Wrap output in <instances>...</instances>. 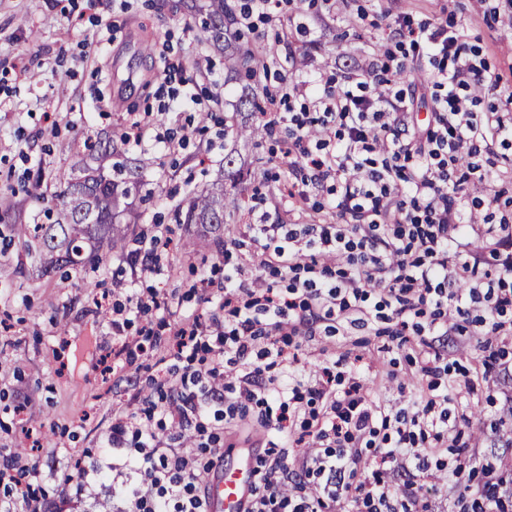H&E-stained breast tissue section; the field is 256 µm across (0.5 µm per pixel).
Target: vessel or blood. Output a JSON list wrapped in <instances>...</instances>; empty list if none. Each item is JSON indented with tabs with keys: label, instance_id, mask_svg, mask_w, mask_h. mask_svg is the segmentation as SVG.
<instances>
[{
	"label": "vessel or blood",
	"instance_id": "vessel-or-blood-1",
	"mask_svg": "<svg viewBox=\"0 0 512 512\" xmlns=\"http://www.w3.org/2000/svg\"><path fill=\"white\" fill-rule=\"evenodd\" d=\"M237 456L236 466H221L208 474V512H246L256 482V456L250 448L238 449Z\"/></svg>",
	"mask_w": 512,
	"mask_h": 512
}]
</instances>
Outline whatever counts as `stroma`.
<instances>
[{
	"label": "stroma",
	"mask_w": 512,
	"mask_h": 512,
	"mask_svg": "<svg viewBox=\"0 0 512 512\" xmlns=\"http://www.w3.org/2000/svg\"><path fill=\"white\" fill-rule=\"evenodd\" d=\"M157 0H72L68 15L51 8L49 0H0V86L7 105L0 110V213L6 204L26 196L29 178L43 172L42 192L56 189L58 174L69 171L72 152L63 143L75 133L122 130L128 113L152 112L158 123L181 137L178 146L154 140L128 143L130 157L160 158V170L146 181L153 197L142 204L143 218L134 234L159 237V275L139 279L126 256L114 254L98 265L69 272L41 274L37 261L20 256L17 244L0 239V457L14 455L18 465L36 475L47 503L76 482L79 467H91L100 457L99 440L120 412L142 408L154 393L156 380L170 368V339L181 324L198 314L218 312V303H203L195 284L224 275L225 261L250 266L257 253L249 225L262 216L282 213L290 224H331L335 214L321 208L323 193L308 203H293L288 185L295 177L277 158L285 132L274 127L260 145H232L224 139L223 107L245 92L278 94L302 77L327 81L354 64L383 51L385 22L410 15L414 22L454 20L463 26L470 45L480 50L491 69L512 82V33L492 18L499 0H343L327 23L297 33L296 24L313 14L309 0H284L272 20L257 23L252 37L272 47L275 61L269 77L254 83L229 81L223 53L202 42L201 20L158 12ZM151 40V53L142 50ZM208 71L200 87L221 96L217 118L199 128L197 113L164 112L171 93L164 83L167 62ZM428 64L408 67L397 86L414 92L411 118L427 123L434 110ZM251 170L244 197L248 206L240 220L224 233L223 247L202 242L195 228L169 233L170 209L187 192L211 184L230 165ZM125 280L128 295L153 289L171 315L158 312L128 315L120 334L138 337L135 366L116 359L112 350V309L128 295L112 293L113 277ZM151 334H142V326ZM419 338L401 341L376 335L374 327L356 323L329 334L317 329L299 339L290 351V366L272 368L280 383L294 376H311L324 362L347 354L354 361L344 373L365 382L369 399L391 409L417 399L423 387L416 378ZM501 350V366L489 378L475 374L488 361L490 349ZM442 353L450 368L472 369V385L458 383L450 397L469 418L461 440L469 461L462 468L429 465L417 480L423 484L428 512H469L467 488L480 481L491 465L501 481L506 512H512V338L494 340L485 348L483 336H448ZM28 404L23 415L12 411L18 395ZM225 448H264L267 427L251 415L215 425Z\"/></svg>",
	"instance_id": "1"
}]
</instances>
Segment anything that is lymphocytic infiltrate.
Returning a JSON list of instances; mask_svg holds the SVG:
<instances>
[{
    "label": "lymphocytic infiltrate",
    "mask_w": 512,
    "mask_h": 512,
    "mask_svg": "<svg viewBox=\"0 0 512 512\" xmlns=\"http://www.w3.org/2000/svg\"><path fill=\"white\" fill-rule=\"evenodd\" d=\"M425 57L435 104L426 129L409 127L408 103L391 91L395 61ZM284 145L300 173V197L335 181L333 224H253L260 247L253 269L225 265L224 279H201L204 300L220 297L221 315L194 319L175 333L170 358L191 359L209 343L218 351L205 371L182 374L158 390L146 408L124 414L101 445L99 462L81 469L71 493L89 496L108 488L124 512H206L205 493L189 460L209 456L205 470L224 459L212 422L258 410L283 444L274 458H260L248 512H402L422 486L407 479L393 487L385 467H426L445 438L453 414L439 382L441 354L422 353L426 402L387 410L363 393L358 378L342 379L323 366L289 395L267 376L262 362L288 359L293 337L311 336L333 316L384 320L418 335L465 333L467 300L486 291L490 313L478 321L484 335L512 333V209L481 224L502 273L484 280L486 253L473 248L469 224L480 223L481 200L469 189L511 161L496 145L512 144V86L491 70L454 22L429 25L399 17L382 55L353 70L336 89L289 84L279 99ZM286 271L288 284L266 279L269 267ZM427 318L419 326V318ZM270 344L258 348L259 339ZM300 426L313 452L299 469L288 467L284 447ZM193 429V447L162 448L165 428Z\"/></svg>",
    "instance_id": "obj_1"
}]
</instances>
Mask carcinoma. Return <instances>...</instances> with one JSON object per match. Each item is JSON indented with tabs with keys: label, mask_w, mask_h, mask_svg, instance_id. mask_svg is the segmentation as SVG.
Returning <instances> with one entry per match:
<instances>
[{
	"label": "carcinoma",
	"mask_w": 512,
	"mask_h": 512,
	"mask_svg": "<svg viewBox=\"0 0 512 512\" xmlns=\"http://www.w3.org/2000/svg\"><path fill=\"white\" fill-rule=\"evenodd\" d=\"M178 8L193 16L205 14L202 31L205 41L224 51L227 78L256 76L263 72L268 52L252 44L226 42L227 27L233 14L229 0H181ZM266 128L247 122L224 124V137L234 142L263 138ZM125 136L109 135L83 141L84 155L72 165L67 176L59 178L60 190L51 196L50 205L24 219L7 225L11 236L28 255L39 261L44 272L66 267L79 268L106 254L125 253L137 237L129 225L141 220L138 206L131 200L133 190L143 184V159L128 158L121 143ZM242 197L232 192L224 197V183L217 181L192 190L175 206L177 224H201L214 235V243L224 244L221 226L239 215Z\"/></svg>",
	"instance_id": "obj_1"
}]
</instances>
